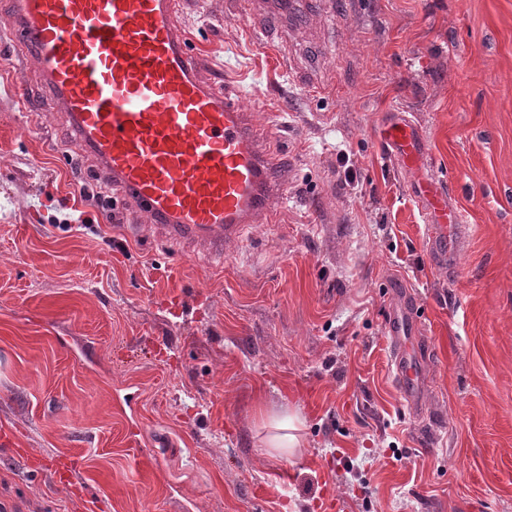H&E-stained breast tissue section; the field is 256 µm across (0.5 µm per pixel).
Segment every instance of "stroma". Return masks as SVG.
Returning a JSON list of instances; mask_svg holds the SVG:
<instances>
[{
    "label": "stroma",
    "mask_w": 512,
    "mask_h": 512,
    "mask_svg": "<svg viewBox=\"0 0 512 512\" xmlns=\"http://www.w3.org/2000/svg\"><path fill=\"white\" fill-rule=\"evenodd\" d=\"M11 28L1 6L0 512H512V0H182L201 78L291 164L274 223L216 254L80 201L98 176ZM401 115L468 214L445 270L380 136ZM285 404L298 459L262 452ZM385 335L391 346L390 368L401 396L414 404L421 387V374L414 353L417 321L407 294L390 310Z\"/></svg>",
    "instance_id": "obj_1"
}]
</instances>
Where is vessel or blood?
I'll list each match as a JSON object with an SVG mask.
<instances>
[{
  "label": "vessel or blood",
  "mask_w": 512,
  "mask_h": 512,
  "mask_svg": "<svg viewBox=\"0 0 512 512\" xmlns=\"http://www.w3.org/2000/svg\"><path fill=\"white\" fill-rule=\"evenodd\" d=\"M8 7L12 43L36 61L76 144L111 179L120 204L208 246L273 221L274 163L243 101L200 78L196 52L176 29L179 0H8ZM385 139L404 168L423 164L426 148L409 118L390 122ZM412 191L430 258L446 263L468 217L433 176ZM385 334L398 389L415 402L421 374L409 299L392 307Z\"/></svg>",
  "instance_id": "obj_1"
}]
</instances>
